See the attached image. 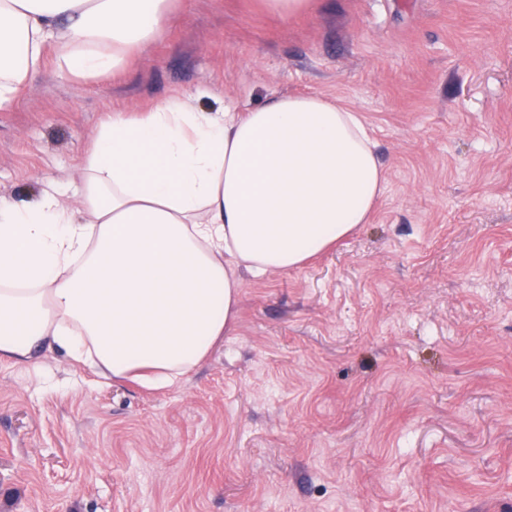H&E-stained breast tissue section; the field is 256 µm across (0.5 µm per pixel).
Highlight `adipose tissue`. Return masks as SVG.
<instances>
[{
    "instance_id": "ef3b65f1",
    "label": "adipose tissue",
    "mask_w": 512,
    "mask_h": 512,
    "mask_svg": "<svg viewBox=\"0 0 512 512\" xmlns=\"http://www.w3.org/2000/svg\"><path fill=\"white\" fill-rule=\"evenodd\" d=\"M172 0H0V110L44 63L90 79L163 32ZM0 197V360L44 350L101 376L172 387L220 343L242 274L302 267L346 238L381 196L363 115L320 95L237 112L189 96L113 113L74 181Z\"/></svg>"
}]
</instances>
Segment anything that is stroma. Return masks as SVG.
Returning <instances> with one entry per match:
<instances>
[{
  "label": "stroma",
  "mask_w": 512,
  "mask_h": 512,
  "mask_svg": "<svg viewBox=\"0 0 512 512\" xmlns=\"http://www.w3.org/2000/svg\"><path fill=\"white\" fill-rule=\"evenodd\" d=\"M318 94L385 168L368 223L245 277L178 387L0 361V512H512V0H176L105 78L0 112V197L67 184L112 112Z\"/></svg>",
  "instance_id": "35a3bbf8"
}]
</instances>
